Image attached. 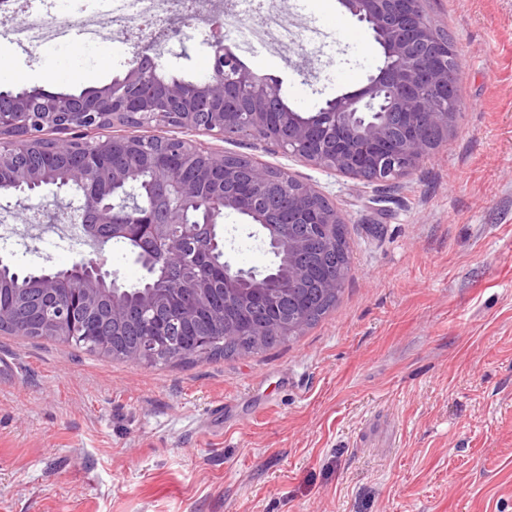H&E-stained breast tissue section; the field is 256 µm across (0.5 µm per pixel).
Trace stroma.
Returning <instances> with one entry per match:
<instances>
[{
  "instance_id": "1",
  "label": "stroma",
  "mask_w": 512,
  "mask_h": 512,
  "mask_svg": "<svg viewBox=\"0 0 512 512\" xmlns=\"http://www.w3.org/2000/svg\"><path fill=\"white\" fill-rule=\"evenodd\" d=\"M294 45L242 61L278 77L302 112L375 73L377 44L339 0H282ZM456 42L465 104L453 135L384 186L309 166L265 142L206 134L315 186L339 211L350 279L334 309L257 354L150 367L0 332V512H512V0H425ZM318 23L333 48L306 43ZM131 42L28 55L0 67L54 92L101 86ZM187 79L212 67L200 27L164 56ZM305 63L299 74L297 63ZM0 260L59 270L93 253L30 225ZM225 257L265 272L257 226L225 212Z\"/></svg>"
}]
</instances>
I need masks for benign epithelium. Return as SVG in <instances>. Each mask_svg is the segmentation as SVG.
<instances>
[{
    "instance_id": "benign-epithelium-1",
    "label": "benign epithelium",
    "mask_w": 512,
    "mask_h": 512,
    "mask_svg": "<svg viewBox=\"0 0 512 512\" xmlns=\"http://www.w3.org/2000/svg\"><path fill=\"white\" fill-rule=\"evenodd\" d=\"M341 4L365 25L381 56L396 60L398 65H378L364 86L327 100L310 118L303 119L299 111L289 108L279 111L276 123H271L269 115L282 95V82L243 64L220 31L212 32L208 39L213 54L211 71L195 81L158 84L155 72L162 68L161 59L151 60L152 67L147 69L148 56L136 48L122 78L94 87L88 95L41 88L17 94L0 92V97L7 98L0 104V186L34 188L58 180L78 186L84 190L82 204L90 216V223L84 225L85 236L102 246L113 236L125 234L129 225L140 224L144 231L134 237L135 261L163 266L187 254L191 247L202 263L213 259L214 249H224V237L216 234L215 226L181 222L188 206L203 200L215 214L251 212L265 232L269 250L281 260L278 278L282 287L293 288L307 277H321L322 264L309 268L297 265L295 259L318 241L326 239L336 245L333 230L341 218L313 185L283 171L272 173L268 167L256 163L246 166L242 161L224 165L220 175L215 166L223 165L224 156L191 139L114 135L88 141L80 132L155 124L217 134L224 139L250 136L325 171L353 177L372 170L375 182L392 183L429 155L423 121H429L445 139L455 129L456 113L445 109L424 112L426 92L437 98L448 97V69L434 64L433 57L449 58L454 47L439 36L424 0H341ZM160 97L166 103L161 112L157 111ZM370 108L379 116L399 113L404 132L399 147L391 146L385 123L362 118ZM48 133L56 137L48 138ZM116 150L127 157L122 166L84 164L62 176L58 173L56 159L60 154L77 152L92 157ZM158 154L196 164L187 177H176L172 167H166V221L156 219L149 206L115 204L118 190L136 189L145 161ZM278 197L288 200L282 210L284 223L308 225L306 236L292 237L285 227L268 225L262 205ZM221 268L224 284L231 288L246 285L256 301L265 302L263 275L227 260ZM63 282L70 285L69 302L57 307L52 319L36 322L35 330L42 336L84 342L108 354L120 350L112 328L124 318V285L93 257L44 276L42 295L56 294ZM186 287L191 289L193 300L182 312L184 318L192 320L208 307L213 284L195 276ZM22 308L36 314L40 311L26 296L13 304H0V332L11 326L14 312ZM168 347V337L152 331L142 338L135 357L148 365Z\"/></svg>"
}]
</instances>
